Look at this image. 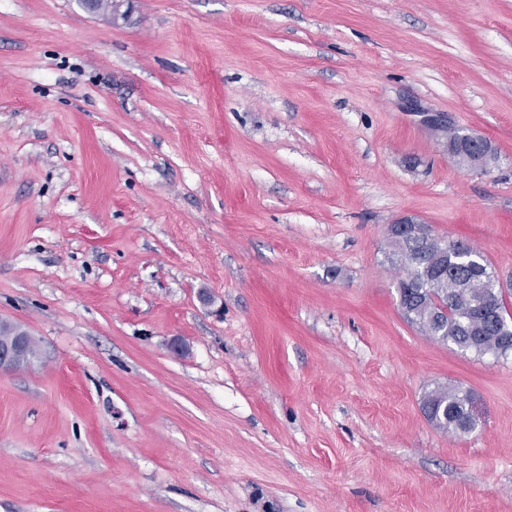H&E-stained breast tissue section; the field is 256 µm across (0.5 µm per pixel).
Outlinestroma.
I'll return each instance as SVG.
<instances>
[{"mask_svg":"<svg viewBox=\"0 0 512 512\" xmlns=\"http://www.w3.org/2000/svg\"><path fill=\"white\" fill-rule=\"evenodd\" d=\"M406 217L512 285V0H0V512H512V355L404 318ZM459 144H448V155L461 167L488 170L496 161V152L492 142L472 132L459 131ZM491 147L494 158L488 156ZM16 324L0 321V341L7 340L12 336L14 330L18 328ZM30 334L23 329L18 330L13 334V337L9 343L3 344L0 342V373H8L14 370L17 363L27 361L29 364L32 360L29 358V354L34 358L37 354V342L31 337L30 348L28 354V340ZM471 400L470 394L461 386H452L448 388H438L429 392L424 399L425 405H445L446 415L448 410V421L444 422L440 428L450 433H467L474 427H465L463 417L467 407V401Z\"/></svg>","mask_w":512,"mask_h":512,"instance_id":"stroma-1","label":"stroma"}]
</instances>
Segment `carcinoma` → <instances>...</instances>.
I'll list each match as a JSON object with an SVG mask.
<instances>
[{
  "instance_id": "1",
  "label": "carcinoma",
  "mask_w": 512,
  "mask_h": 512,
  "mask_svg": "<svg viewBox=\"0 0 512 512\" xmlns=\"http://www.w3.org/2000/svg\"><path fill=\"white\" fill-rule=\"evenodd\" d=\"M393 256L404 270L398 282L405 318L433 339L462 352L499 357L503 319H511L505 294L485 257L462 243L459 251L438 236L392 241ZM470 394L461 386L429 392L424 405H444L441 428L468 433L463 417Z\"/></svg>"
}]
</instances>
